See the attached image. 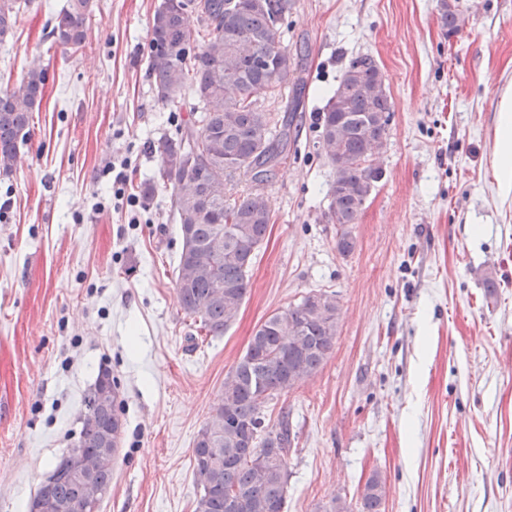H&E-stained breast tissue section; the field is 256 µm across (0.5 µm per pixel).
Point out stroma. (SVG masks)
I'll return each instance as SVG.
<instances>
[{"label": "stroma", "mask_w": 512, "mask_h": 512, "mask_svg": "<svg viewBox=\"0 0 512 512\" xmlns=\"http://www.w3.org/2000/svg\"><path fill=\"white\" fill-rule=\"evenodd\" d=\"M0 43V88L30 64L43 99L0 175V512H26L78 439L81 397L107 368L126 429L101 512H194V439L224 378L269 314L335 293L323 367L272 401L296 438L284 512L371 476L383 512H512V196L494 175L499 93L512 84V0H293L278 25L304 48V89L263 99L293 114L288 157L266 188L273 218L250 287L223 335H196L175 290L181 250L171 184L151 147L196 104L158 102L147 71L161 0H92L78 48L50 22L68 0H18ZM371 55L393 103L384 172L350 255L327 218L335 170L317 115L348 60ZM123 163L115 186L110 166Z\"/></svg>", "instance_id": "35a3bbf8"}]
</instances>
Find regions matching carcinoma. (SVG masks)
Masks as SVG:
<instances>
[{"label": "carcinoma", "mask_w": 512, "mask_h": 512, "mask_svg": "<svg viewBox=\"0 0 512 512\" xmlns=\"http://www.w3.org/2000/svg\"><path fill=\"white\" fill-rule=\"evenodd\" d=\"M291 0H163L150 22L148 74L159 102L177 111L186 91L197 110L175 137L154 146L158 175L174 181L172 210L182 247L175 288L185 314L208 336H222L236 318L249 272L272 221L265 187L285 160L292 119L272 131L261 94L280 95L299 85L301 57L288 50L278 23ZM442 28L458 31L457 5L438 0ZM91 0H69L51 30L76 48L85 39ZM17 0H0V42L17 24ZM197 14L193 33L186 14ZM43 69L30 64L22 78L0 89V173L13 172L30 112L40 106ZM392 102L383 74L369 54L349 59L319 113L320 143L335 170L328 218L337 225L343 256L356 246L350 225L382 176L371 169L375 149L388 137ZM243 176L250 188L233 199L224 182ZM336 294L313 291L258 325L244 354L224 378V397L212 409L193 445L199 493L195 512H283L292 433L288 414L267 421V405L314 375L327 360L338 331ZM119 385L99 372L82 397L81 430L72 465L40 488L28 512H99L112 486L115 450L125 422ZM385 487L370 477L360 512H382Z\"/></svg>", "instance_id": "obj_1"}]
</instances>
